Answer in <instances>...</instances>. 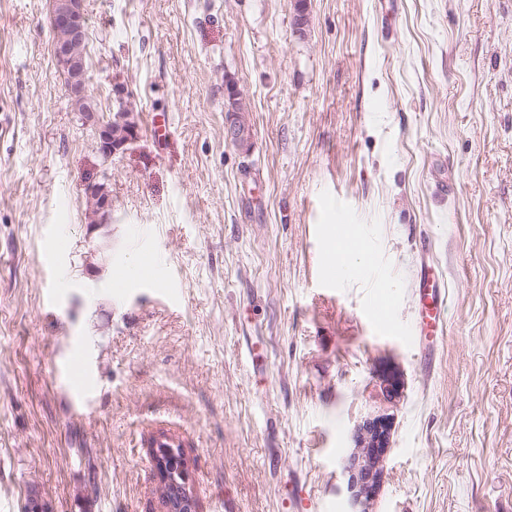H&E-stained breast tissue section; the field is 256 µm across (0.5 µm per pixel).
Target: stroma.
<instances>
[{
	"mask_svg": "<svg viewBox=\"0 0 512 512\" xmlns=\"http://www.w3.org/2000/svg\"><path fill=\"white\" fill-rule=\"evenodd\" d=\"M297 2L83 0L97 117L126 97L138 131L106 159L50 0H0V512H165L161 433L197 512H282L296 489L294 512H349L345 460L389 368L375 512H512V0H305L301 28ZM342 225L366 254L325 285ZM423 239L448 284L428 350ZM145 244L163 277L115 293ZM86 196L93 211L97 214H109L112 210V198L103 183L91 184L87 188ZM403 379L395 371H386L378 376V392L376 397L380 401L395 406L402 397Z\"/></svg>",
	"mask_w": 512,
	"mask_h": 512,
	"instance_id": "obj_1",
	"label": "stroma"
}]
</instances>
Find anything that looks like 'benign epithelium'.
Masks as SVG:
<instances>
[{"mask_svg":"<svg viewBox=\"0 0 512 512\" xmlns=\"http://www.w3.org/2000/svg\"><path fill=\"white\" fill-rule=\"evenodd\" d=\"M86 19L82 0H57L51 8L50 24L65 36L54 42L56 63L65 70L67 89L73 97L87 94L89 78L87 71L73 63L74 48L86 36ZM137 137L135 123H130L123 136L112 135L108 125L101 124L97 131V149L110 156L125 150ZM86 196L92 210L108 214L112 210V198L103 183L87 188ZM403 379L395 371H386L378 376L379 400L395 406L402 397ZM393 417L378 414L358 424L354 431V448L347 458L344 472L348 475L351 505L360 507V512H371L370 505L376 501L385 478V464L392 444ZM163 492L166 512H196V499L187 481V462L178 448L150 449Z\"/></svg>","mask_w":512,"mask_h":512,"instance_id":"benign-epithelium-1","label":"benign epithelium"}]
</instances>
